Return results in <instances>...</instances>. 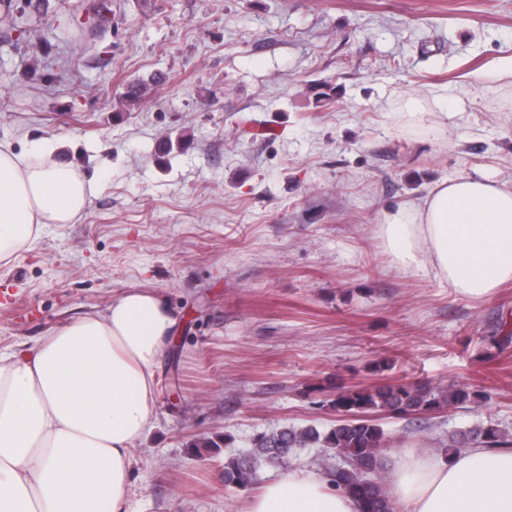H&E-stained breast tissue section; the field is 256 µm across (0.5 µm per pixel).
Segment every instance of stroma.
Here are the masks:
<instances>
[{"label":"stroma","instance_id":"1","mask_svg":"<svg viewBox=\"0 0 512 512\" xmlns=\"http://www.w3.org/2000/svg\"><path fill=\"white\" fill-rule=\"evenodd\" d=\"M96 4L0 0V142L60 144L99 178L78 220L0 268V350L127 288L168 297L182 325L131 512H242L256 489L225 485V456L329 425V384L486 390L478 408L382 416L393 462L479 422L512 429V347L486 341L512 325V283L461 296L399 272L375 236L438 180L512 185V0H112L100 27ZM412 101L447 121L399 125ZM166 137L182 149L161 155Z\"/></svg>","mask_w":512,"mask_h":512}]
</instances>
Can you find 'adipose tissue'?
<instances>
[{
	"label": "adipose tissue",
	"instance_id": "ef3b65f1",
	"mask_svg": "<svg viewBox=\"0 0 512 512\" xmlns=\"http://www.w3.org/2000/svg\"><path fill=\"white\" fill-rule=\"evenodd\" d=\"M96 185L50 145L33 158L0 143V266L47 225L74 223ZM378 237L400 272L489 298L512 282V188L487 174L440 181L384 212ZM180 326L163 293L129 288L28 351L0 352V512H129L133 451L154 426L158 371ZM386 484L399 512H512V452L408 451ZM359 510L302 467L265 483L246 508Z\"/></svg>",
	"mask_w": 512,
	"mask_h": 512
}]
</instances>
